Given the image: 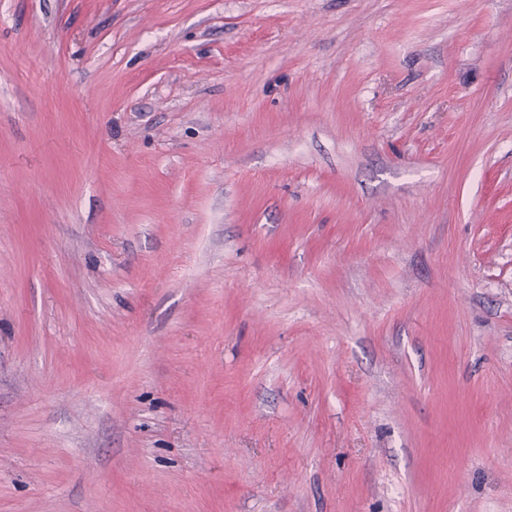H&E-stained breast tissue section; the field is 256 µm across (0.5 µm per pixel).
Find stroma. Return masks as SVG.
Masks as SVG:
<instances>
[{
	"label": "stroma",
	"instance_id": "35a3bbf8",
	"mask_svg": "<svg viewBox=\"0 0 512 512\" xmlns=\"http://www.w3.org/2000/svg\"><path fill=\"white\" fill-rule=\"evenodd\" d=\"M0 512H512V0H0Z\"/></svg>",
	"mask_w": 512,
	"mask_h": 512
}]
</instances>
